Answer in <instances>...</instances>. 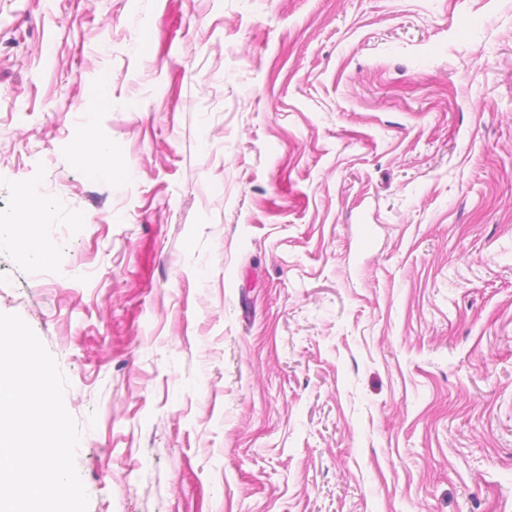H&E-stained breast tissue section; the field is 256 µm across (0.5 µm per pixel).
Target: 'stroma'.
<instances>
[{
  "label": "stroma",
  "instance_id": "35a3bbf8",
  "mask_svg": "<svg viewBox=\"0 0 512 512\" xmlns=\"http://www.w3.org/2000/svg\"><path fill=\"white\" fill-rule=\"evenodd\" d=\"M0 313L88 512H512V0H0ZM48 214L39 206L30 208L23 219L22 224L28 226L26 247L20 252V258L25 262H41L46 260V255L40 248V242L34 233V227L46 223Z\"/></svg>",
  "mask_w": 512,
  "mask_h": 512
}]
</instances>
